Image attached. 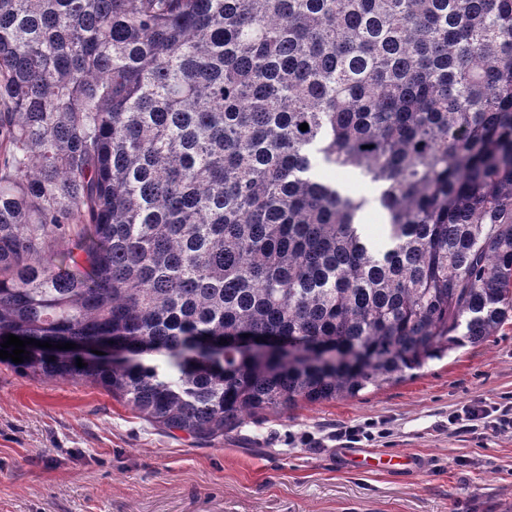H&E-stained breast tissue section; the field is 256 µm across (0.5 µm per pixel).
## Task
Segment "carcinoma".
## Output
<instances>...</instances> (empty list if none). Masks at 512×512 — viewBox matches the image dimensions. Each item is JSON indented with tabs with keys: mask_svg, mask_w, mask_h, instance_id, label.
Here are the masks:
<instances>
[{
	"mask_svg": "<svg viewBox=\"0 0 512 512\" xmlns=\"http://www.w3.org/2000/svg\"><path fill=\"white\" fill-rule=\"evenodd\" d=\"M511 312L512 0H0V344H52L13 369L212 443Z\"/></svg>",
	"mask_w": 512,
	"mask_h": 512,
	"instance_id": "carcinoma-1",
	"label": "carcinoma"
}]
</instances>
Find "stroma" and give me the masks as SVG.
Instances as JSON below:
<instances>
[{
  "mask_svg": "<svg viewBox=\"0 0 512 512\" xmlns=\"http://www.w3.org/2000/svg\"><path fill=\"white\" fill-rule=\"evenodd\" d=\"M477 400L512 408V317L400 382L269 412L208 445L88 382L0 363V512H512V434L448 429L449 412ZM365 424L369 449L412 454L419 469L347 470L334 433Z\"/></svg>",
  "mask_w": 512,
  "mask_h": 512,
  "instance_id": "35a3bbf8",
  "label": "stroma"
}]
</instances>
